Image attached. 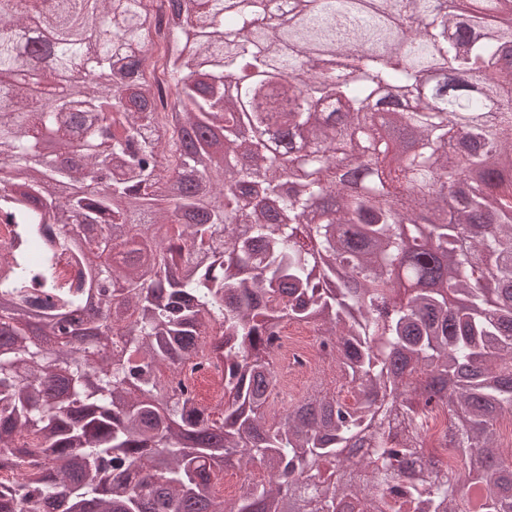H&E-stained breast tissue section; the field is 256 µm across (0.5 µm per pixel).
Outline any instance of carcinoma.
I'll return each mask as SVG.
<instances>
[{
	"label": "carcinoma",
	"mask_w": 512,
	"mask_h": 512,
	"mask_svg": "<svg viewBox=\"0 0 512 512\" xmlns=\"http://www.w3.org/2000/svg\"><path fill=\"white\" fill-rule=\"evenodd\" d=\"M144 2L0 0V512H512V0H156L162 115ZM271 128L310 135L286 175ZM89 271L112 317L62 339ZM286 322L350 398L271 414ZM214 331L216 419L161 378Z\"/></svg>",
	"instance_id": "cac0c4a2"
}]
</instances>
